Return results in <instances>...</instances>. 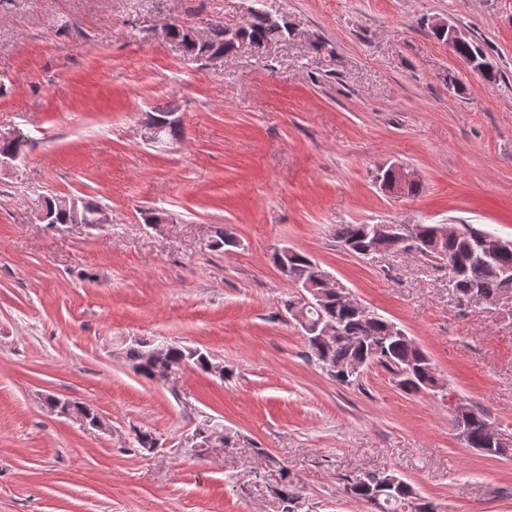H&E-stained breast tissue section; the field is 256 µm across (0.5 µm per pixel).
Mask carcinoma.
Instances as JSON below:
<instances>
[{
  "instance_id": "carcinoma-1",
  "label": "carcinoma",
  "mask_w": 512,
  "mask_h": 512,
  "mask_svg": "<svg viewBox=\"0 0 512 512\" xmlns=\"http://www.w3.org/2000/svg\"><path fill=\"white\" fill-rule=\"evenodd\" d=\"M288 35L286 30L282 32L256 23L248 29L245 39L248 42L278 43L286 40ZM212 49L231 51L225 45L224 25L221 23L210 25L205 42L187 46L186 55L189 60L196 61L203 51ZM366 232L365 224H343L336 229V238L345 249L355 251L363 246ZM499 239L500 236L493 232L463 224L460 234L448 237L436 248H426L423 255L445 262L449 285L460 299L469 301L477 296L492 301L502 290L501 269L512 266V252L493 250ZM313 273L308 256L300 253L290 267L288 281L293 285L304 284ZM320 322L337 324L344 331L345 338L336 339L324 347L317 345L312 332ZM302 331L310 357L322 369L340 367L354 358H364L369 355L372 344L383 342L386 354L378 366L392 376V381L403 392L417 394L427 391L434 370L430 358L414 341L388 336L387 318L380 314L363 318L332 299L323 309L307 313ZM157 345L159 342L154 339H139L126 352L132 369L146 379L154 380L167 372L178 375L190 366L221 381L232 376V371L209 352L197 355L175 343L165 347L163 356L146 359L148 350ZM488 427L486 414L472 411L471 447H485ZM279 473L281 483L275 494L282 503V512H298L302 487L294 482L288 468L279 467ZM344 490L350 497L374 505L377 512H437L435 503L418 497L410 484L392 473H364L348 479Z\"/></svg>"
}]
</instances>
